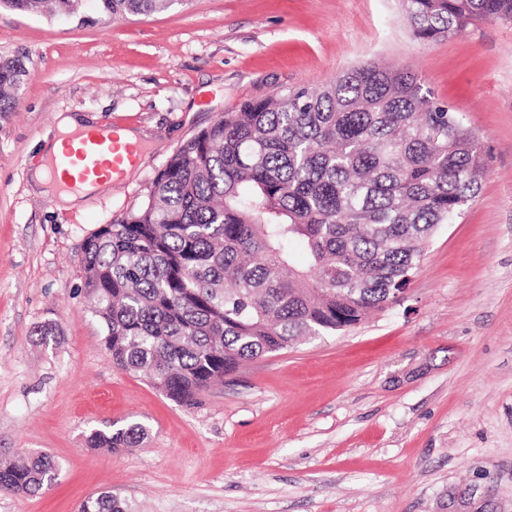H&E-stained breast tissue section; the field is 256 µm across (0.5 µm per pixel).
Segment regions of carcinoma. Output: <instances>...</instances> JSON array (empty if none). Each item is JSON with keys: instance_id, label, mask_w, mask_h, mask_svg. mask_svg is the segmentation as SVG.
<instances>
[{"instance_id": "1", "label": "carcinoma", "mask_w": 512, "mask_h": 512, "mask_svg": "<svg viewBox=\"0 0 512 512\" xmlns=\"http://www.w3.org/2000/svg\"><path fill=\"white\" fill-rule=\"evenodd\" d=\"M116 20L175 0H97ZM39 14L46 0H0ZM413 36L433 41L512 0H402ZM25 69L0 60V90ZM485 168L478 139L411 72L374 62L318 91L287 88L219 114L155 176L112 232L81 245L84 288L119 368L186 405L244 362L303 336L346 331L409 286L419 243L463 214ZM140 422L95 429L90 447L132 448ZM54 457H0V491L37 495ZM80 512H128L110 492Z\"/></svg>"}]
</instances>
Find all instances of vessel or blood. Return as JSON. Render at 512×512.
<instances>
[{
    "label": "vessel or blood",
    "instance_id": "1",
    "mask_svg": "<svg viewBox=\"0 0 512 512\" xmlns=\"http://www.w3.org/2000/svg\"><path fill=\"white\" fill-rule=\"evenodd\" d=\"M140 160L139 151L121 142L111 127L101 126L79 133L74 149L52 159L49 174L63 187L71 188L88 179H121Z\"/></svg>",
    "mask_w": 512,
    "mask_h": 512
}]
</instances>
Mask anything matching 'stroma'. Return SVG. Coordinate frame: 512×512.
Wrapping results in <instances>:
<instances>
[{
	"label": "stroma",
	"mask_w": 512,
	"mask_h": 512,
	"mask_svg": "<svg viewBox=\"0 0 512 512\" xmlns=\"http://www.w3.org/2000/svg\"><path fill=\"white\" fill-rule=\"evenodd\" d=\"M0 57L26 71L0 114V454L46 451L57 485L0 512H442L460 485L512 512V22L433 42L400 0H177L102 21L0 9ZM406 67L462 117L485 175L425 244L400 304L240 365L176 403L115 367L80 245L145 198L180 145L243 99L322 87L365 62ZM142 133L124 180L63 205L36 185L59 114ZM56 324L57 342L34 330ZM143 423L115 453L90 431ZM80 512H128V506L111 492H102L83 501Z\"/></svg>",
	"instance_id": "stroma-1"
}]
</instances>
